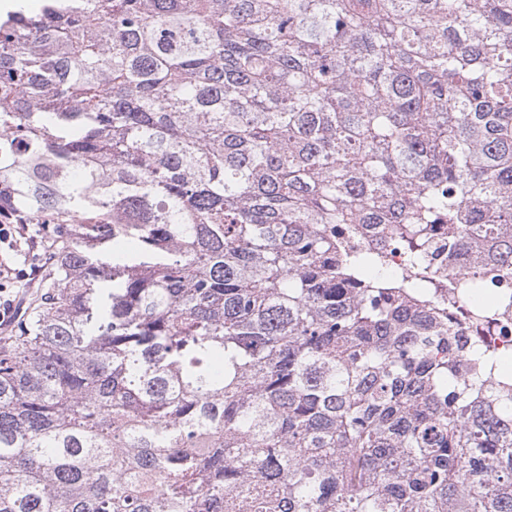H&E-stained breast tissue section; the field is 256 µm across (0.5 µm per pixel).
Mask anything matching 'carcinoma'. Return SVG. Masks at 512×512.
Returning <instances> with one entry per match:
<instances>
[{"mask_svg":"<svg viewBox=\"0 0 512 512\" xmlns=\"http://www.w3.org/2000/svg\"><path fill=\"white\" fill-rule=\"evenodd\" d=\"M6 212L0 512H512V0L22 5ZM31 226H39L38 224H13L12 222L2 221L0 217V246L2 244L7 246L9 251L19 253L23 251V244H26L28 249L31 247V243L35 242L37 235V228H31ZM33 229V230H32ZM12 252L6 251L2 246V255L0 251V325L14 322L17 319V309L14 306V300L11 298L12 294L8 291V288H13V294L19 299L18 306L22 311V314L17 322L9 326L2 325L0 327V339L3 342L4 339L14 334L15 329L19 323L26 316L29 306L36 294L39 293L41 288H38L39 280L32 285L24 288H14V284L20 281H34L40 275V269L31 268L30 272L28 266H24V256H15ZM7 259L9 262H16V267L26 269L11 268L6 263H3L1 259ZM3 293V295H2Z\"/></svg>","mask_w":512,"mask_h":512,"instance_id":"carcinoma-1","label":"carcinoma"}]
</instances>
